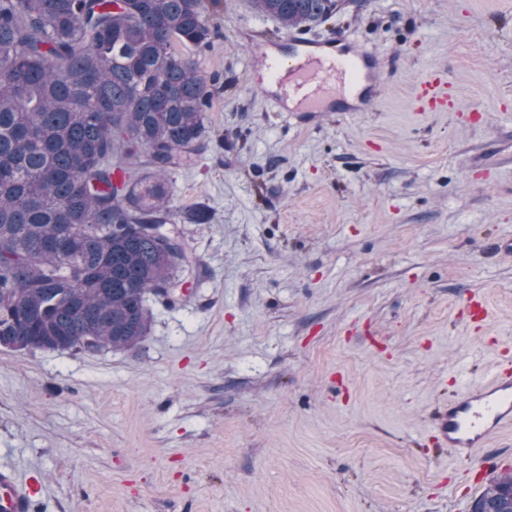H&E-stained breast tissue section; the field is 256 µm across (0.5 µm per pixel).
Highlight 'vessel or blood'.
I'll return each mask as SVG.
<instances>
[{"label": "vessel or blood", "mask_w": 512, "mask_h": 512, "mask_svg": "<svg viewBox=\"0 0 512 512\" xmlns=\"http://www.w3.org/2000/svg\"><path fill=\"white\" fill-rule=\"evenodd\" d=\"M285 41L288 54L270 62L269 78L278 85L290 82L300 92V111H329L331 101L321 95L323 83L329 80L341 85L343 111H363L374 100L380 69L368 55L355 52L343 35L318 41L292 31ZM415 100L432 111L447 110L452 103L441 74L435 71L419 84ZM510 425L512 372L499 367L489 380L466 387L449 402L436 420L435 438L466 455ZM35 494L34 486L21 484L13 471L0 469V512H32Z\"/></svg>", "instance_id": "obj_1"}]
</instances>
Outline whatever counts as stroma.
<instances>
[{
    "label": "stroma",
    "instance_id": "stroma-1",
    "mask_svg": "<svg viewBox=\"0 0 512 512\" xmlns=\"http://www.w3.org/2000/svg\"><path fill=\"white\" fill-rule=\"evenodd\" d=\"M205 148L170 175L196 260L137 346L0 347V468L36 512H471L512 427L459 456L449 398L512 366V0H338L362 112H284L249 0L206 5ZM441 71L445 112L417 109ZM482 297L480 326L464 316Z\"/></svg>",
    "mask_w": 512,
    "mask_h": 512
}]
</instances>
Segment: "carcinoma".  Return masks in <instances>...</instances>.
Here are the masks:
<instances>
[{
    "instance_id": "obj_1",
    "label": "carcinoma",
    "mask_w": 512,
    "mask_h": 512,
    "mask_svg": "<svg viewBox=\"0 0 512 512\" xmlns=\"http://www.w3.org/2000/svg\"><path fill=\"white\" fill-rule=\"evenodd\" d=\"M252 6L288 30L336 0ZM210 42L202 0H0V337L148 336L147 296L177 274L168 175L202 149L211 91L192 54ZM473 512H512V473Z\"/></svg>"
}]
</instances>
